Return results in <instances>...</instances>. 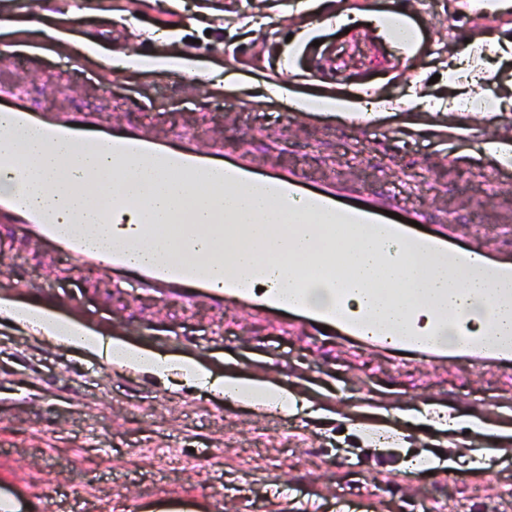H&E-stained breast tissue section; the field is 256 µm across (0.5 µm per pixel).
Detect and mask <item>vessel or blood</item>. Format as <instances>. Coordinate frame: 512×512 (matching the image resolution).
<instances>
[{
    "label": "vessel or blood",
    "instance_id": "1",
    "mask_svg": "<svg viewBox=\"0 0 512 512\" xmlns=\"http://www.w3.org/2000/svg\"><path fill=\"white\" fill-rule=\"evenodd\" d=\"M19 91L0 89V139L23 141L37 136L52 146L90 145L112 162L116 172L144 166L160 177L201 176L207 179L211 194L223 190L244 189L272 203L271 211H256V224H276L293 213H301L316 223L340 227L350 237L371 230L383 267L398 263L391 251L394 243L408 251L433 260L438 266L493 283L498 292L483 331L468 322L457 321L459 339L448 342L443 332L448 326V306L438 300L431 313V327L421 332L416 322L399 328L387 318H376L373 308H352L349 303L346 272L335 260H327L322 273L335 294L329 304L318 305L309 298L305 286L257 290L256 282L266 277L264 263L256 262L243 270L219 269L210 261L188 258L176 261L167 257L133 264L132 252L157 245L156 225L141 224L136 235L125 233L123 225L112 232L115 245H95L102 223L111 212L135 208L126 196L112 198L111 212L101 213L98 223H87L83 212H76L69 226L58 223L54 208L31 206L18 193L0 194V230L21 235L50 247L56 253L91 270L119 281L131 276L143 290L163 302L177 301L192 307L198 304L223 308L230 303L252 315L282 322L290 331L327 334L345 341L406 355L452 358L461 357L482 366H512V326L500 318L512 314V259L500 258L476 242L463 243L448 226L423 232L429 221L420 210L396 219L399 205L385 197L364 198L358 188L341 179L317 180L301 170L263 171L248 154L225 152L222 142L199 151L191 147H173L141 129L112 132L95 126L87 112H28L18 106ZM0 512H40L34 496L19 486L0 487Z\"/></svg>",
    "mask_w": 512,
    "mask_h": 512
}]
</instances>
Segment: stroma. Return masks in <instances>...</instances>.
I'll use <instances>...</instances> for the list:
<instances>
[{"label":"stroma","instance_id":"1","mask_svg":"<svg viewBox=\"0 0 512 512\" xmlns=\"http://www.w3.org/2000/svg\"><path fill=\"white\" fill-rule=\"evenodd\" d=\"M398 0H0V87L23 84L25 106L89 112L101 126L148 125L186 134L198 148L222 141L253 150L259 166L295 165L366 192L396 195L455 223L491 251L512 252V171L484 142L512 140V55L474 53L486 110L466 133L422 134L400 112L297 116L267 93L433 100L458 96L448 77L462 42L488 35L512 45V9L482 15L470 0H407L413 48L372 17ZM347 14V26L329 15ZM48 33L15 50L18 26ZM135 59L187 56L222 93L181 83L177 70L116 74L60 50L51 29ZM153 38L142 37V30ZM0 296L41 301L171 359L200 360L288 387L307 410L267 414L242 402L122 372L26 330L0 324V484L17 481L50 512H512V371L435 361L286 335L236 306L213 311L157 300L21 236L0 249ZM378 410L363 414L366 403ZM460 414L448 432L421 429L406 411ZM385 435L365 439L352 422ZM492 426L487 435L472 420ZM491 449L484 468L474 454Z\"/></svg>","mask_w":512,"mask_h":512}]
</instances>
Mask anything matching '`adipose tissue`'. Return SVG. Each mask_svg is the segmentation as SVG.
<instances>
[{
  "mask_svg": "<svg viewBox=\"0 0 512 512\" xmlns=\"http://www.w3.org/2000/svg\"><path fill=\"white\" fill-rule=\"evenodd\" d=\"M10 151L26 165V182L12 179L8 169L0 168V193H20L35 204L54 207H85L88 193H95L98 201H111L114 194L128 192L142 202L141 212L127 213L128 223H142L151 217L154 224H200L204 231L197 239L195 254L221 262L222 265L242 268L257 261L269 267L271 282L285 286L294 279L308 277L311 301L326 304L332 295L317 272L322 255L336 253L350 263L354 282L379 285L381 277H388L402 290L401 302L374 301L380 316L404 322L408 307H415L420 319H427L440 289L455 286L448 297V306L456 318L475 326H483L493 307L494 291L483 281L463 272L446 273L433 261L400 250L396 268L380 266L371 234L353 240L341 234H329L311 219L297 214L285 224H265L260 236H253L248 216L258 208L257 200L247 192H240L231 200H213L204 177L180 179L178 191L162 187L157 179L139 169H131L130 180L118 181L110 163L102 161L97 151L78 145L60 151L45 147L35 140L13 143ZM94 164L99 176L95 184H87L83 167ZM54 169L59 173L54 181H47L45 173ZM239 224L241 232L228 235L222 232L225 224ZM0 318L22 326L32 334L64 348H72L92 355L120 370L145 374L164 381L175 379L189 387H200L209 392L244 403L252 408L271 413L295 411L297 400L286 387L269 381H253L227 373L218 375L195 360L176 361L155 351L132 345L125 340L101 334L77 319L59 315L51 306L42 303L22 305L8 298L0 299Z\"/></svg>",
  "mask_w": 512,
  "mask_h": 512,
  "instance_id": "ef3b65f1",
  "label": "adipose tissue"
}]
</instances>
